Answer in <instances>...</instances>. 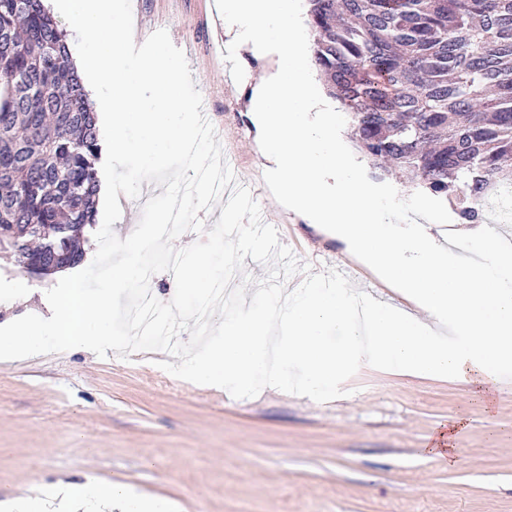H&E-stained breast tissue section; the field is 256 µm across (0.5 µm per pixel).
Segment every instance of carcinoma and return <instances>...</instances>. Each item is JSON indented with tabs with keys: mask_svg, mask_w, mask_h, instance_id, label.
<instances>
[{
	"mask_svg": "<svg viewBox=\"0 0 512 512\" xmlns=\"http://www.w3.org/2000/svg\"><path fill=\"white\" fill-rule=\"evenodd\" d=\"M312 53L351 140L485 222L512 186V0H307ZM95 112L43 0H0V250L48 275L95 226Z\"/></svg>",
	"mask_w": 512,
	"mask_h": 512,
	"instance_id": "cac0c4a2",
	"label": "carcinoma"
}]
</instances>
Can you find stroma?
Instances as JSON below:
<instances>
[{
    "label": "stroma",
    "mask_w": 512,
    "mask_h": 512,
    "mask_svg": "<svg viewBox=\"0 0 512 512\" xmlns=\"http://www.w3.org/2000/svg\"><path fill=\"white\" fill-rule=\"evenodd\" d=\"M132 13L139 40L164 29L184 52L222 150L281 244L315 271L347 266L351 282L402 304L345 243L269 192L250 88L224 59L214 0H132ZM54 284L0 256V323ZM166 358L69 350L0 361V502L93 477L174 512H512V379L488 399L464 379L362 368L326 403L269 390L236 399L176 379L159 367ZM453 420L457 455L445 466L424 447Z\"/></svg>",
    "instance_id": "stroma-1"
}]
</instances>
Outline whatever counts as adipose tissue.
<instances>
[{"label": "adipose tissue", "mask_w": 512, "mask_h": 512, "mask_svg": "<svg viewBox=\"0 0 512 512\" xmlns=\"http://www.w3.org/2000/svg\"><path fill=\"white\" fill-rule=\"evenodd\" d=\"M114 506L119 512H169L163 499L134 494L118 481L91 479L51 487L34 499H17L0 507V512H107Z\"/></svg>", "instance_id": "1"}]
</instances>
